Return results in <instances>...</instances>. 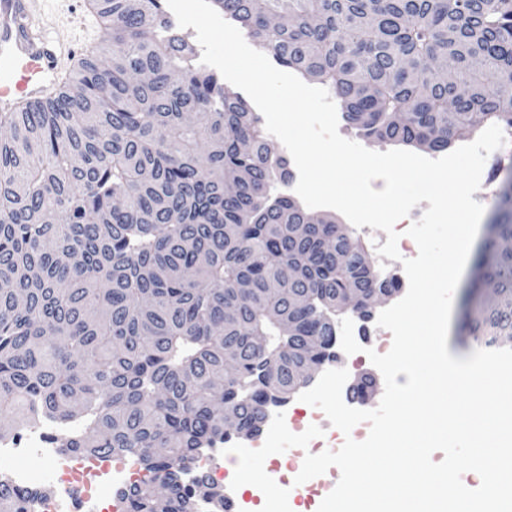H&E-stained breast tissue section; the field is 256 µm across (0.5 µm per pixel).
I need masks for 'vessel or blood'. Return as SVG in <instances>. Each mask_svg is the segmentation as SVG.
<instances>
[{"mask_svg":"<svg viewBox=\"0 0 512 512\" xmlns=\"http://www.w3.org/2000/svg\"><path fill=\"white\" fill-rule=\"evenodd\" d=\"M33 0H0V113L43 100L57 86L59 45L33 33Z\"/></svg>","mask_w":512,"mask_h":512,"instance_id":"1","label":"vessel or blood"}]
</instances>
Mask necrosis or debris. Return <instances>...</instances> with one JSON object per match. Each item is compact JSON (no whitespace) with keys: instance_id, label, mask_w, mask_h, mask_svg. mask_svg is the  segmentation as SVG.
Segmentation results:
<instances>
[{"instance_id":"1","label":"necrosis or debris","mask_w":512,"mask_h":512,"mask_svg":"<svg viewBox=\"0 0 512 512\" xmlns=\"http://www.w3.org/2000/svg\"><path fill=\"white\" fill-rule=\"evenodd\" d=\"M52 434V424L41 422L0 443V469L15 486L35 489L47 480H61L66 484L58 497L34 500L31 512H108L112 490L140 480V473L129 462H117L102 455L76 458L63 453ZM25 458L36 459V466H22ZM73 484L83 488L77 503L68 491Z\"/></svg>"}]
</instances>
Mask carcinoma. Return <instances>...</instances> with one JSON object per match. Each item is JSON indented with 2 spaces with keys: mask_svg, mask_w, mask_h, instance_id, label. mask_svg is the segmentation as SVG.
I'll use <instances>...</instances> for the list:
<instances>
[{
  "mask_svg": "<svg viewBox=\"0 0 512 512\" xmlns=\"http://www.w3.org/2000/svg\"><path fill=\"white\" fill-rule=\"evenodd\" d=\"M163 2L93 0L100 50L54 95L0 114V439L50 417L66 451L138 459L127 512L225 508L206 475H181L230 432L259 433L307 386L299 369L332 360L336 300L399 287L344 225L270 195L285 161ZM213 4L330 87L367 139L442 153L476 115L512 126V0ZM511 241L512 176L461 326L499 349ZM40 496L0 476V512Z\"/></svg>",
  "mask_w": 512,
  "mask_h": 512,
  "instance_id": "cac0c4a2",
  "label": "carcinoma"
}]
</instances>
